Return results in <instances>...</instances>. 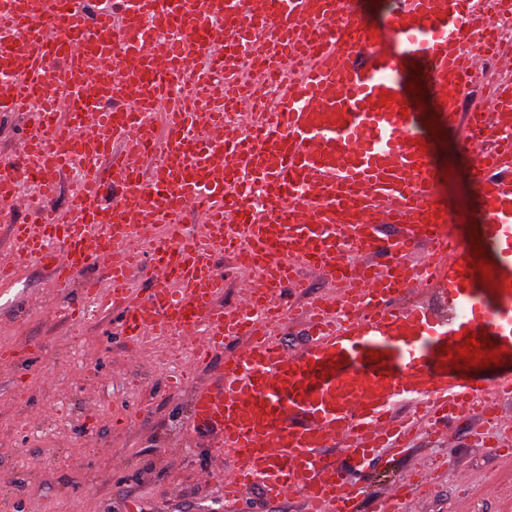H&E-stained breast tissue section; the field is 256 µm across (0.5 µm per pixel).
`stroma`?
Segmentation results:
<instances>
[{
	"mask_svg": "<svg viewBox=\"0 0 512 512\" xmlns=\"http://www.w3.org/2000/svg\"><path fill=\"white\" fill-rule=\"evenodd\" d=\"M437 168L460 172L440 190L453 204L478 210V186L460 137L448 132ZM49 270L33 265L0 288V512H301L299 499L266 501L260 491L225 506L220 478L203 480L213 439L187 435L192 388L172 387L174 364L163 343L135 345L120 334V315L76 325L64 317L80 288L44 296ZM473 413L453 424L451 445H421L366 470L369 486L419 468L436 471L415 512H512V464L470 438ZM469 472L459 486L453 467Z\"/></svg>",
	"mask_w": 512,
	"mask_h": 512,
	"instance_id": "obj_1",
	"label": "stroma"
}]
</instances>
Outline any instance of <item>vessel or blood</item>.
Here are the masks:
<instances>
[{
    "instance_id": "obj_1",
    "label": "vessel or blood",
    "mask_w": 512,
    "mask_h": 512,
    "mask_svg": "<svg viewBox=\"0 0 512 512\" xmlns=\"http://www.w3.org/2000/svg\"><path fill=\"white\" fill-rule=\"evenodd\" d=\"M508 0H394L386 21L362 22L354 0H0V112L30 116L17 160L0 161V217L20 201L13 183L36 178L41 198L78 160L76 210H38L10 225L15 244L0 283L29 265L56 290L90 266L94 306L73 319L120 311L125 338H192L205 365L234 339L214 381L195 385L188 426L211 433L224 497L260 489L299 495L304 512H359L358 471L380 449L400 453L421 435L446 442L448 422L479 408L491 448L512 450V79H488L469 47ZM179 30L164 61L149 36ZM120 54L104 71L96 58ZM420 65L438 126L459 133L481 187L475 239L454 229L440 197L429 138L408 92ZM277 71L275 99H258L244 67ZM60 89L30 110L45 85ZM239 128L197 142L199 131ZM159 162L148 163L155 148ZM121 180L100 201L104 173ZM202 220L187 236L182 218ZM494 272L481 285L470 243ZM231 252L254 284L236 309L218 299L215 251ZM155 283L133 298V268ZM339 295L284 307L302 272ZM297 316L308 335L289 347L267 323ZM486 333L504 357L489 379L447 370L445 349ZM428 474L376 491V512H410Z\"/></svg>"
}]
</instances>
